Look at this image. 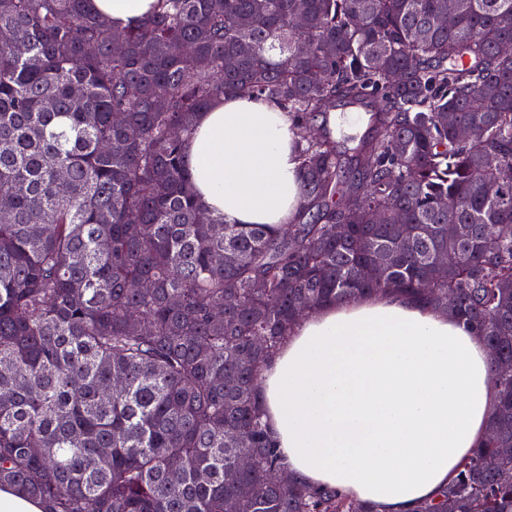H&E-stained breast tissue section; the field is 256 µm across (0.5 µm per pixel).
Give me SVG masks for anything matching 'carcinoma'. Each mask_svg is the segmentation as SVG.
I'll return each mask as SVG.
<instances>
[{
	"instance_id": "obj_1",
	"label": "carcinoma",
	"mask_w": 512,
	"mask_h": 512,
	"mask_svg": "<svg viewBox=\"0 0 512 512\" xmlns=\"http://www.w3.org/2000/svg\"><path fill=\"white\" fill-rule=\"evenodd\" d=\"M294 5L158 0L118 32L91 0H0V488L43 512H377L276 481L260 373L306 313L383 293L463 320L500 393L414 512H512V0H454L447 26L448 0ZM230 93L297 117L286 230L192 191L196 114ZM341 103L368 125L342 143L319 123Z\"/></svg>"
}]
</instances>
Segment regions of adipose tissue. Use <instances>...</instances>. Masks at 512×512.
I'll return each instance as SVG.
<instances>
[{
	"label": "adipose tissue",
	"instance_id": "adipose-tissue-1",
	"mask_svg": "<svg viewBox=\"0 0 512 512\" xmlns=\"http://www.w3.org/2000/svg\"><path fill=\"white\" fill-rule=\"evenodd\" d=\"M295 118L227 95L198 113L190 180L206 210L238 224L295 217ZM270 436L289 471L378 512H412L488 434L498 403L482 337L442 309L365 295L296 322L263 366Z\"/></svg>",
	"mask_w": 512,
	"mask_h": 512
}]
</instances>
